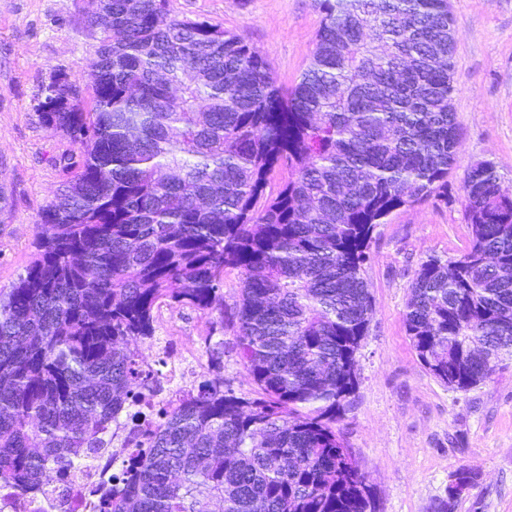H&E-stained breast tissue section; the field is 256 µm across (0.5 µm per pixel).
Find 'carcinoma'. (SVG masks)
<instances>
[{"label":"carcinoma","mask_w":512,"mask_h":512,"mask_svg":"<svg viewBox=\"0 0 512 512\" xmlns=\"http://www.w3.org/2000/svg\"><path fill=\"white\" fill-rule=\"evenodd\" d=\"M87 110L66 73L39 101L71 149L37 225L35 257L0 292V494L33 501L126 433L144 449L112 469L93 512H373L336 429L358 384L373 311L364 277L376 225L448 200V0H317L312 58L291 88L241 36L179 19L169 0H100ZM287 170L276 192V173ZM469 246L415 272L404 323L423 367L467 391L512 360V189L495 165L463 181ZM241 275L224 311V274ZM217 313L261 394L208 372L165 391L153 344L161 305ZM479 477L461 467L456 481Z\"/></svg>","instance_id":"obj_1"}]
</instances>
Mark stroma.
Listing matches in <instances>:
<instances>
[{
    "instance_id": "35a3bbf8",
    "label": "stroma",
    "mask_w": 512,
    "mask_h": 512,
    "mask_svg": "<svg viewBox=\"0 0 512 512\" xmlns=\"http://www.w3.org/2000/svg\"><path fill=\"white\" fill-rule=\"evenodd\" d=\"M456 18L451 106L460 128L447 201L393 211L377 225L365 278L373 315L357 355L358 386L339 423L375 512H431L447 498L451 475L481 472L453 512H512V364L469 391L441 383L420 364L403 314L422 260L458 258L469 244L461 186L466 171L489 161L512 187V0H449ZM180 18L205 19L240 35L294 85L309 62L322 15L315 0H170ZM86 0H0V291L34 257L42 210L60 185L61 137L36 105L56 70L87 89L99 34L86 23ZM212 316L166 308L156 336L178 337L203 373V339Z\"/></svg>"
}]
</instances>
